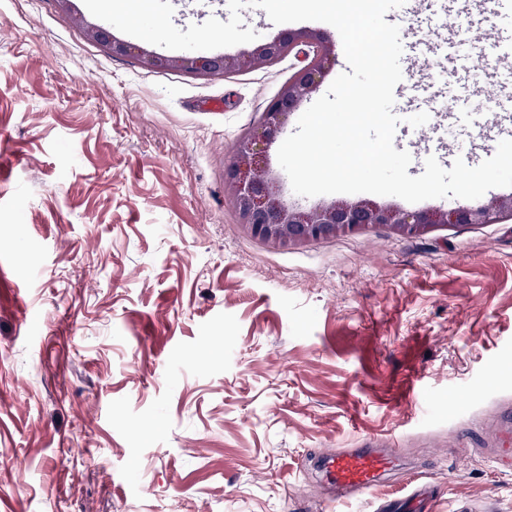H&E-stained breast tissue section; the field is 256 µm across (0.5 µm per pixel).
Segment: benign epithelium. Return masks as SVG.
<instances>
[{"instance_id":"1","label":"benign epithelium","mask_w":512,"mask_h":512,"mask_svg":"<svg viewBox=\"0 0 512 512\" xmlns=\"http://www.w3.org/2000/svg\"><path fill=\"white\" fill-rule=\"evenodd\" d=\"M86 35L122 56H132L145 68L173 67L200 76L229 74L269 66L291 53L302 41L311 44L312 57L265 107L260 119L243 134L224 172V196L238 223L252 237L271 247L300 245L338 234L385 226L405 237L423 236L448 225L497 224L512 220V193L479 204H458L447 209L408 211L380 205L370 199L334 200L315 207L286 203L279 187L266 175L265 146L275 141L303 102L322 83L333 45L320 34L286 31L238 55H189L162 57L138 45L116 39L112 32L85 20Z\"/></svg>"}]
</instances>
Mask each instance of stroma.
<instances>
[{"mask_svg": "<svg viewBox=\"0 0 512 512\" xmlns=\"http://www.w3.org/2000/svg\"><path fill=\"white\" fill-rule=\"evenodd\" d=\"M398 25L495 33L477 10ZM83 0H0V512H512V221L301 246L240 228L224 171L306 63L198 76L88 40ZM477 99L512 98L480 57ZM429 132L430 145L419 143ZM512 112L398 124L476 166ZM388 438L404 469L341 495L316 453ZM435 498V488L432 484L418 482L405 495L383 500L378 504V512H427L428 505Z\"/></svg>", "mask_w": 512, "mask_h": 512, "instance_id": "1", "label": "stroma"}]
</instances>
